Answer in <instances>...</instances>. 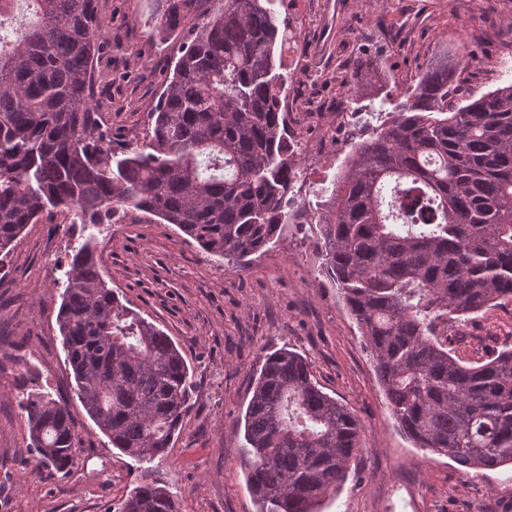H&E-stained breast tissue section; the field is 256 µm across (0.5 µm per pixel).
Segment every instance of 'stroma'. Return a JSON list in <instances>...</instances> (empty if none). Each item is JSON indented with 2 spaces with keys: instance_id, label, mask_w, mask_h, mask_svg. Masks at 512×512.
<instances>
[{
  "instance_id": "35a3bbf8",
  "label": "stroma",
  "mask_w": 512,
  "mask_h": 512,
  "mask_svg": "<svg viewBox=\"0 0 512 512\" xmlns=\"http://www.w3.org/2000/svg\"><path fill=\"white\" fill-rule=\"evenodd\" d=\"M269 7L297 36L283 73L290 97L343 107L330 159L306 155L297 200L315 210L355 143L387 120L414 79L441 61H467V89L512 84V0H289ZM112 56L116 146L140 143L182 35L153 33L155 0H98ZM381 81L365 87L368 68ZM363 86L353 99L354 86ZM95 235L101 271L122 301L181 347L193 408L168 454L150 464L121 454L81 408L56 315L69 252ZM317 227L289 224L244 268L222 267L174 225L130 210L99 231L54 211L0 254V512H118L143 468L175 493L180 512H258L241 466L236 425L264 354L285 346L311 363L329 395L363 425L351 474L321 512H512V470L463 476L448 457L412 447L398 431L361 334L320 271ZM76 416L82 452L68 477L37 469L18 406L20 378Z\"/></svg>"
}]
</instances>
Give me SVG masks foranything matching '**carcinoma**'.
Returning <instances> with one entry per match:
<instances>
[{
    "mask_svg": "<svg viewBox=\"0 0 512 512\" xmlns=\"http://www.w3.org/2000/svg\"><path fill=\"white\" fill-rule=\"evenodd\" d=\"M32 19L0 34V252L47 209L108 224L128 209L175 225L205 253L241 268L286 224H317L322 270L361 330L400 431L468 478L512 468V348L473 363L448 323L512 298V85L454 102L460 76L422 72L379 132L357 145L311 215L293 191L291 140L269 0H157L154 32L182 29L142 144L117 152L91 92L103 50L97 0L21 2ZM57 323L83 409L112 447L141 462L168 452L190 411L188 363L174 341L110 288L87 240L65 272ZM37 467L67 474L80 437L68 406L23 393ZM362 423L286 347L266 354L244 414L242 463L259 512H315L344 482ZM121 512H179L150 479Z\"/></svg>",
    "mask_w": 512,
    "mask_h": 512,
    "instance_id": "cac0c4a2",
    "label": "carcinoma"
}]
</instances>
